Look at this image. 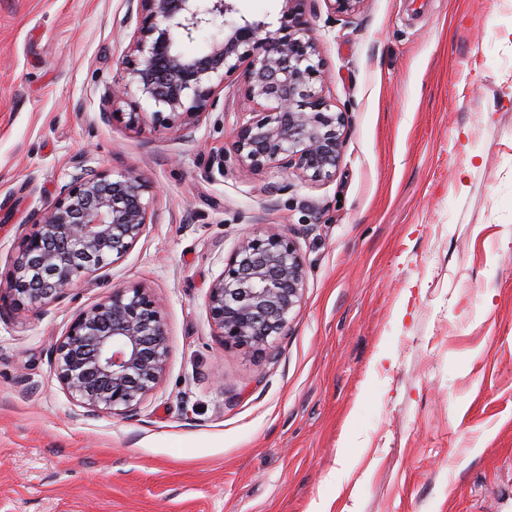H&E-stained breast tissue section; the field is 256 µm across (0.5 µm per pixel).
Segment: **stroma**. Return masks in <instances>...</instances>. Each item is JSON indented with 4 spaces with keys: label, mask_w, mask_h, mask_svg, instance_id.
Wrapping results in <instances>:
<instances>
[{
    "label": "stroma",
    "mask_w": 512,
    "mask_h": 512,
    "mask_svg": "<svg viewBox=\"0 0 512 512\" xmlns=\"http://www.w3.org/2000/svg\"><path fill=\"white\" fill-rule=\"evenodd\" d=\"M512 0H310L333 181L251 171L238 81L190 138L121 65L129 0H0V281L78 168L153 182L128 253L43 310L0 304V512H512ZM128 86L116 118L106 91ZM271 227L306 264L271 352L224 345L210 284ZM157 300L165 371L85 416L52 349L113 288Z\"/></svg>",
    "instance_id": "1"
}]
</instances>
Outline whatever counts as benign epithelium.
<instances>
[{
	"mask_svg": "<svg viewBox=\"0 0 512 512\" xmlns=\"http://www.w3.org/2000/svg\"><path fill=\"white\" fill-rule=\"evenodd\" d=\"M136 20L121 60L152 120L187 135L227 78L241 77L243 113L234 149L250 171L281 167L312 183L334 179L348 115L325 94L319 42L306 26L309 0H281L278 27L240 13L237 0H130ZM364 0H325L348 18ZM224 19L222 37L186 55L179 45ZM151 182L132 172L84 169L21 238L6 283L13 305L41 309L76 280L119 261L149 220ZM306 265L295 241L268 228L243 238L211 283L207 311L224 345L269 349L299 305ZM168 358V334L154 297L118 287L82 311L54 346L53 368L71 398L97 415L124 416L155 390Z\"/></svg>",
	"mask_w": 512,
	"mask_h": 512,
	"instance_id": "7a95c632",
	"label": "benign epithelium"
}]
</instances>
